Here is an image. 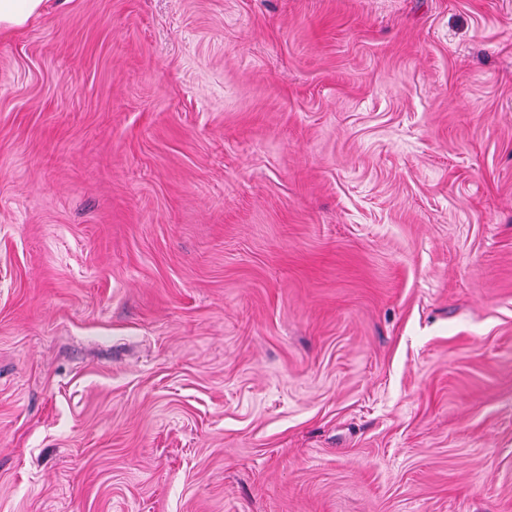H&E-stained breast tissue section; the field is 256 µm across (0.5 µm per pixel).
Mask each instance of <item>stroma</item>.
<instances>
[{
  "instance_id": "obj_1",
  "label": "stroma",
  "mask_w": 512,
  "mask_h": 512,
  "mask_svg": "<svg viewBox=\"0 0 512 512\" xmlns=\"http://www.w3.org/2000/svg\"><path fill=\"white\" fill-rule=\"evenodd\" d=\"M0 512H512V0L1 33Z\"/></svg>"
}]
</instances>
